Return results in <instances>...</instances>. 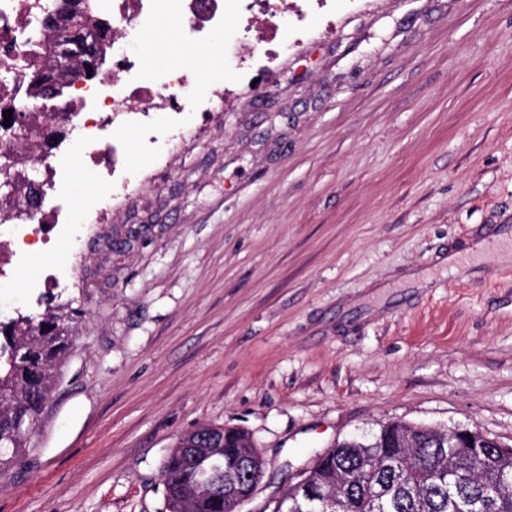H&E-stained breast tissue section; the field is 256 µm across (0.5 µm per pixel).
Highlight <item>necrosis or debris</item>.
Wrapping results in <instances>:
<instances>
[{"mask_svg":"<svg viewBox=\"0 0 512 512\" xmlns=\"http://www.w3.org/2000/svg\"><path fill=\"white\" fill-rule=\"evenodd\" d=\"M112 67L90 81H79L67 94V101L79 108L73 119L84 130L81 146L84 155L96 165L95 176L103 189L128 183L130 169L121 159L118 147L106 131L115 119L134 129L154 152L165 143L156 133L158 123L188 120L190 113L210 112L223 100V84H213L208 99L193 101L186 96L187 74L172 72L163 76L147 70L134 47L143 42L145 30L155 18L154 0H111ZM63 0H0V112L24 103V76L35 59L41 40L38 18L44 9L62 5ZM288 0H174L171 14L187 21L197 37L223 26L226 10L239 16L247 39L241 52L248 65L239 69L238 80L253 81L267 68L279 43L278 31L267 21L276 6ZM51 181L49 194L43 195L40 210H52V223L40 225L43 242L53 240L76 244L81 235V220L62 208H50L52 195L69 191L71 171L64 164L46 163Z\"/></svg>","mask_w":512,"mask_h":512,"instance_id":"obj_1","label":"necrosis or debris"}]
</instances>
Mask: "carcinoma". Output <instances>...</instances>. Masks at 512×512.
<instances>
[{"instance_id":"1","label":"carcinoma","mask_w":512,"mask_h":512,"mask_svg":"<svg viewBox=\"0 0 512 512\" xmlns=\"http://www.w3.org/2000/svg\"><path fill=\"white\" fill-rule=\"evenodd\" d=\"M54 12L41 21L46 34L39 44L33 67L25 76L28 98L41 99L48 82L59 86L73 83L77 69L59 67L50 59L51 32L57 23ZM69 49L85 59L87 37L73 29ZM65 116L28 112L21 108L11 115V127L23 131L21 153L26 161H39L49 140L40 127H51ZM17 156L0 152V180L13 182L24 193ZM57 296L43 299L38 315H16L0 320V468L13 461L25 446L27 435L15 432L17 417L38 421L55 384L56 367L68 353L73 339L67 323L78 312ZM480 431L473 440L448 445L441 430L420 424L390 422L370 435L345 440L317 453L307 466V482L314 491L328 492L317 512H461V499L475 503L469 512H512V482L502 475L512 471V449H486L484 460L474 464ZM253 464L252 475L262 477L266 462L238 428L201 426L181 436L163 464L166 512H226L224 497L212 493L244 460ZM466 471L468 480L448 490V474ZM299 501V490L291 487L270 512H308Z\"/></svg>"}]
</instances>
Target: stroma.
Instances as JSON below:
<instances>
[{
	"label": "stroma",
	"mask_w": 512,
	"mask_h": 512,
	"mask_svg": "<svg viewBox=\"0 0 512 512\" xmlns=\"http://www.w3.org/2000/svg\"><path fill=\"white\" fill-rule=\"evenodd\" d=\"M255 86L165 152L108 134L136 183L76 246L9 266L0 314L55 273L81 318L0 512H166L201 425L248 432L266 512L316 452L400 421L512 445V259L445 268L512 224V0H324L279 18ZM237 16L145 55L200 96L241 65Z\"/></svg>",
	"instance_id": "obj_1"
}]
</instances>
